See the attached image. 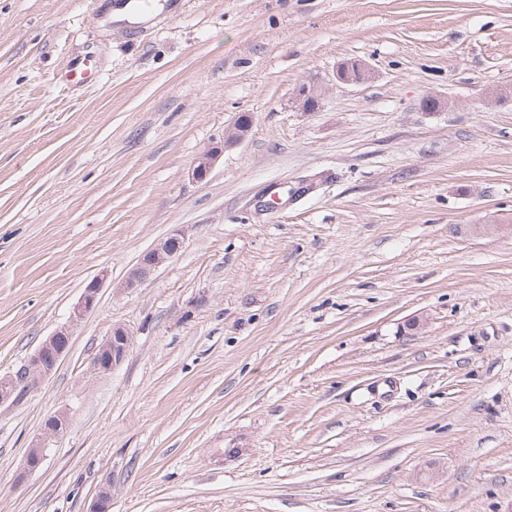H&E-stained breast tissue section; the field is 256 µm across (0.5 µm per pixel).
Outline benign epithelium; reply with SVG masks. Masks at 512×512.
<instances>
[{
    "instance_id": "obj_1",
    "label": "benign epithelium",
    "mask_w": 512,
    "mask_h": 512,
    "mask_svg": "<svg viewBox=\"0 0 512 512\" xmlns=\"http://www.w3.org/2000/svg\"><path fill=\"white\" fill-rule=\"evenodd\" d=\"M321 93L314 86H304L297 90L296 103L303 112L318 109ZM251 125L248 117H239L233 125L224 130V138L217 145L204 151L196 159L192 168V177L196 181L205 180L211 173L215 162L227 147L241 143L247 136ZM185 233L181 229L173 231L155 248L145 253L137 265L126 276L123 288L132 291L138 288L149 272L172 259L182 248ZM101 282L90 281L74 306L69 321L58 327L24 362L21 372L25 382L35 389L53 371L66 354L74 326L78 325L88 313L93 311L99 302ZM129 347V334L122 327L112 328L111 333L100 344V353L93 356L92 368L98 373H106L119 366L125 359ZM20 387L16 374H8L0 378V405L10 402ZM68 415L58 413L46 420L40 433L31 442L20 479H25L40 468L46 458V451L67 429ZM88 512H112L111 486L102 487L92 498Z\"/></svg>"
}]
</instances>
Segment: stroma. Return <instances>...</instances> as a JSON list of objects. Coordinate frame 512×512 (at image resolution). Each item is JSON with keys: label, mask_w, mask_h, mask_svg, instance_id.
Returning a JSON list of instances; mask_svg holds the SVG:
<instances>
[{"label": "stroma", "mask_w": 512, "mask_h": 512, "mask_svg": "<svg viewBox=\"0 0 512 512\" xmlns=\"http://www.w3.org/2000/svg\"><path fill=\"white\" fill-rule=\"evenodd\" d=\"M93 3L0 0V374L103 279L58 367L0 406V512H87L107 482L112 512H512V0H161L108 23ZM88 49L98 80L61 87ZM350 59L368 80L336 81ZM116 326L127 356L94 373ZM251 125L249 117H238L233 125L224 130V138L216 146L210 147L196 159L192 168V177L196 181L205 180L211 173L215 162L224 152V148L241 143L247 136ZM185 233L181 229L174 230L155 248L145 253L137 265L126 276L123 287L127 291L139 288L149 272L172 259L182 248ZM68 415L66 413L54 414L46 420L40 433L31 442L24 464L20 472V480L40 468L46 458V451L51 447L67 429Z\"/></svg>", "instance_id": "35a3bbf8"}]
</instances>
